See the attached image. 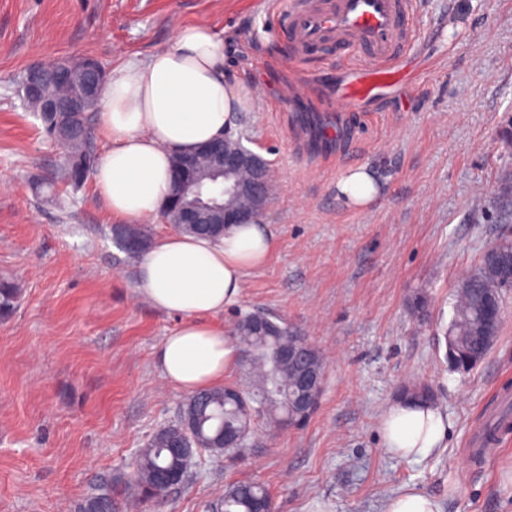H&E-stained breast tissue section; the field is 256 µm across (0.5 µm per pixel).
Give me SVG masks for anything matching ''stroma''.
Listing matches in <instances>:
<instances>
[{
  "label": "stroma",
  "instance_id": "35a3bbf8",
  "mask_svg": "<svg viewBox=\"0 0 512 512\" xmlns=\"http://www.w3.org/2000/svg\"><path fill=\"white\" fill-rule=\"evenodd\" d=\"M280 0H0V279L20 290L0 320V512H70L102 479L131 476L133 458L174 421L184 392L164 383L154 353L178 326L138 292L139 261L86 180L43 201L62 151L22 107L17 79L32 63L68 56L107 70L168 47L174 30L206 23L230 47L229 67L256 92L232 133L274 171L263 221L274 237L235 308L284 317L327 359L318 409L300 428L258 429L241 461L201 456L179 490L143 512H211L233 482H259L275 512H381L415 489L444 512H512V433L476 457L473 436L512 406V290L487 358L459 373L445 361L451 299L485 248L512 235L496 203L512 175V0H417L409 83L375 111L338 120L330 102L346 64L319 54L294 87ZM366 170L375 194L338 189ZM429 301L420 322L416 293ZM428 382L450 424L444 448L419 461L390 455L379 425L400 389Z\"/></svg>",
  "mask_w": 512,
  "mask_h": 512
}]
</instances>
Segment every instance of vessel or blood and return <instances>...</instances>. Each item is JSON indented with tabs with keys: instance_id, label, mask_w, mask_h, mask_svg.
<instances>
[{
	"instance_id": "1",
	"label": "vessel or blood",
	"mask_w": 512,
	"mask_h": 512,
	"mask_svg": "<svg viewBox=\"0 0 512 512\" xmlns=\"http://www.w3.org/2000/svg\"><path fill=\"white\" fill-rule=\"evenodd\" d=\"M281 19L293 63L326 52L351 62L337 98L348 111L402 83L415 37V0H283Z\"/></svg>"
}]
</instances>
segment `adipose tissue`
I'll use <instances>...</instances> for the list:
<instances>
[{
    "label": "adipose tissue",
    "instance_id": "adipose-tissue-1",
    "mask_svg": "<svg viewBox=\"0 0 512 512\" xmlns=\"http://www.w3.org/2000/svg\"><path fill=\"white\" fill-rule=\"evenodd\" d=\"M224 41L204 24L177 29L170 47L113 71L102 90L99 133L105 143L94 172L98 194L128 221L158 218L171 190V159L223 137L257 98L226 71ZM272 236L259 221L229 224L218 239L177 231L158 236L140 259L139 291L179 324L156 351L161 377L187 393L220 387L241 353L221 316L262 266ZM388 452L418 460L441 448L448 417L436 405L400 400L380 421Z\"/></svg>",
    "mask_w": 512,
    "mask_h": 512
}]
</instances>
